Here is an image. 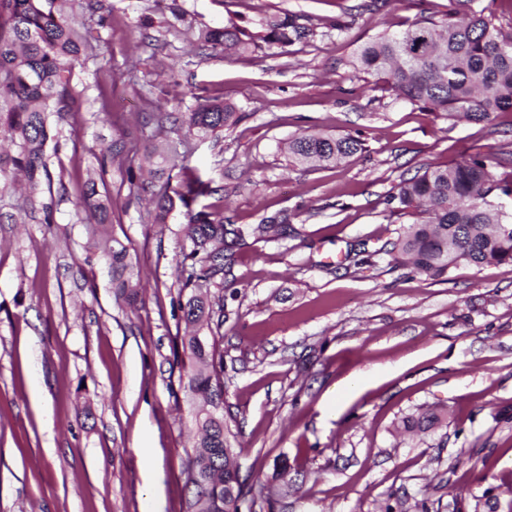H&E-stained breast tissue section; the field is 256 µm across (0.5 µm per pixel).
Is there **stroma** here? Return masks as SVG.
<instances>
[{
    "instance_id": "1",
    "label": "stroma",
    "mask_w": 512,
    "mask_h": 512,
    "mask_svg": "<svg viewBox=\"0 0 512 512\" xmlns=\"http://www.w3.org/2000/svg\"><path fill=\"white\" fill-rule=\"evenodd\" d=\"M106 2L111 14L87 20L95 49L80 57L71 108L49 119L50 214L30 211L21 175L0 177V512H186L191 243L181 211L150 223L128 172L216 98L241 119L192 142L193 165L222 189L211 203L228 224L284 215L301 232L226 252L211 288L224 296L237 464L269 491L241 512H386L420 491L429 512H473L490 486L511 501L512 264L430 278L382 255L343 262L395 238L385 199L401 179L512 159V112L451 122L343 64L376 29L401 31L448 0L375 13L364 0ZM276 11L343 26L242 56L198 46L200 30ZM314 131L361 135L366 149L335 168L290 165L285 142ZM103 232L141 274L134 298L116 295ZM425 409L447 411V426L399 435Z\"/></svg>"
}]
</instances>
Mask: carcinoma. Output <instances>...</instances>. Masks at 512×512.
<instances>
[{
	"instance_id": "obj_1",
	"label": "carcinoma",
	"mask_w": 512,
	"mask_h": 512,
	"mask_svg": "<svg viewBox=\"0 0 512 512\" xmlns=\"http://www.w3.org/2000/svg\"><path fill=\"white\" fill-rule=\"evenodd\" d=\"M53 0H0V139L10 140L16 153L12 170L22 173L30 188L51 183L45 161L50 139L48 118L69 111L75 86V69L83 51L94 46L84 36L85 24L52 7ZM320 22L296 14L259 18L253 29L229 23L203 29L199 39L226 52H245L261 45L288 47L317 35ZM345 65L383 83L396 97L434 112L448 121L489 122L499 112H512V26L495 23L485 10H472L465 18L450 9L439 15L423 9L405 29H382L360 45ZM240 120L236 106L214 99L198 103L182 120L186 135L209 137ZM366 150L365 140L353 135L303 133L288 143V157L296 166H337ZM188 140L166 143L146 153L139 169L149 178L138 189L149 196L150 222L164 224L176 208L185 209V235L192 244L184 261L190 270L182 287L193 288L183 306L188 324L210 323L213 305L224 311V299L202 292L224 271V249L247 240L275 241L298 235L288 218L271 217L247 227H227L224 210L207 205L194 210L200 197L217 192L189 165ZM177 172L179 180L168 179ZM512 171H500L479 157L452 164L430 165L424 172L403 179L386 200L388 218H408L393 241L373 251L390 262L408 266L430 277H441L461 263L479 269L512 263ZM112 254V272L126 296L135 294L140 278L125 262L124 250ZM191 362L187 389L210 406L224 402L223 337L204 341L182 338ZM191 418L199 431L186 452L184 474L190 485L188 512H203L205 502H218L225 512H239V503L265 497L260 482H224V472L235 467L224 456V441L232 436L224 415L206 422L197 411ZM447 416L437 413L408 415L402 426L408 432L437 429ZM387 512H428L426 500L399 499Z\"/></svg>"
}]
</instances>
